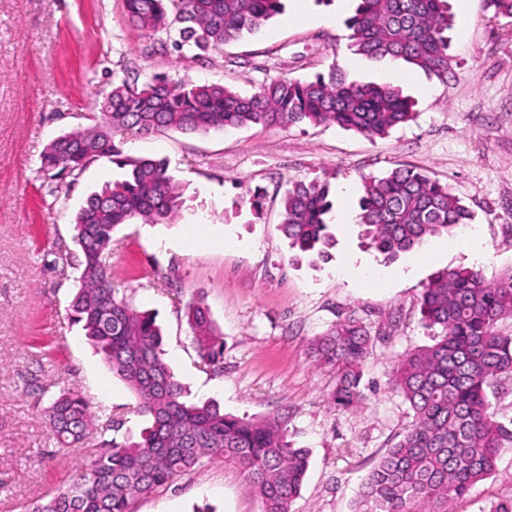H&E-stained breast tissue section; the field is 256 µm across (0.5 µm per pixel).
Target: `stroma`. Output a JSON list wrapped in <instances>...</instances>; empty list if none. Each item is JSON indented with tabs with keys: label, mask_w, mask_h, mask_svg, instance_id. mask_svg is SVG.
Here are the masks:
<instances>
[{
	"label": "stroma",
	"mask_w": 512,
	"mask_h": 512,
	"mask_svg": "<svg viewBox=\"0 0 512 512\" xmlns=\"http://www.w3.org/2000/svg\"><path fill=\"white\" fill-rule=\"evenodd\" d=\"M453 17L448 80L407 71L403 62L355 54L347 21L356 0H284L259 32L196 60L176 52L148 56L123 0H0V512L68 485L98 452L94 440L59 455L30 375L52 391L78 386L98 424L118 421L116 440L137 436L144 420L129 387L69 318L73 273L59 251L72 247L73 214L92 192L123 179L101 158L65 178L60 197L39 157L60 133L90 127L114 78L133 71L215 82L244 92L279 74L307 79L339 63L350 80L396 75L417 102L415 122L368 139L335 125L252 127L186 134L164 130L121 136L131 157L165 160L190 206L173 223L130 224L112 237V280L157 315L166 359L190 400L218 402L244 418L279 415L288 435L310 450L293 512H354L359 487L377 459L412 422L389 387L398 360L429 343L420 298L432 273L477 266L488 279L512 271V17L484 0H448ZM399 165L447 184L469 206L472 234L431 238L391 262L369 249L357 224L362 179ZM325 180L335 196L336 244L326 256L299 255L280 230L281 194L296 181ZM266 192L261 212L239 198ZM169 277L173 288L160 286ZM205 306L224 338L223 368L203 367L181 313ZM374 334L364 366L367 399L356 411L329 401L333 370L310 355L313 339L338 314ZM512 498V450L455 512H489ZM262 512L244 474L221 459L141 498L133 512Z\"/></svg>",
	"instance_id": "1"
}]
</instances>
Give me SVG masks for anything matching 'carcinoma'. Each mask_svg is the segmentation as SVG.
I'll use <instances>...</instances> for the list:
<instances>
[{
  "mask_svg": "<svg viewBox=\"0 0 512 512\" xmlns=\"http://www.w3.org/2000/svg\"><path fill=\"white\" fill-rule=\"evenodd\" d=\"M124 8L128 22L145 34L176 29L174 47L200 59L260 30L281 12L282 0H124ZM451 26L448 0H357L348 21L350 47L444 80L452 73ZM417 116L415 100L400 86L351 81L334 64L312 80L274 76L250 93L188 78L153 75L141 81L129 75L112 82L95 125L66 131L47 145L40 170L53 178L77 176L100 158L127 169L125 179L87 197L74 220L78 250L63 252L61 260L77 272L73 322L131 389L136 411L149 425L119 443L107 436L112 425L94 427L79 394L64 389L52 396L45 416L58 447L72 448L94 436L99 452L72 483L40 499L30 512H132L137 499L206 457L236 465L263 512H292L309 468V452L288 439L284 418L244 419L224 413L214 401H188L165 360L155 316L140 309L134 295L120 296L113 288L109 251L115 230L137 221L173 222L185 206L166 161L124 155L116 135L325 124L374 139ZM329 194L328 182L318 179L284 190L281 230L290 248L321 254L334 245ZM359 208L366 238L388 260L431 237H453L474 219L448 185L411 166L364 177ZM420 315L432 343L405 354L390 382L413 421L372 467L356 512H450V504L488 479L500 452L512 447V419H499L489 398L512 380V334L500 328L512 318V275L488 280L476 267L442 269L423 289ZM185 316L201 364L220 368L224 339L209 311L190 303ZM371 346V332L352 316L312 342L315 361L336 373V408L363 405Z\"/></svg>",
  "mask_w": 512,
  "mask_h": 512,
  "instance_id": "obj_1",
  "label": "carcinoma"
}]
</instances>
